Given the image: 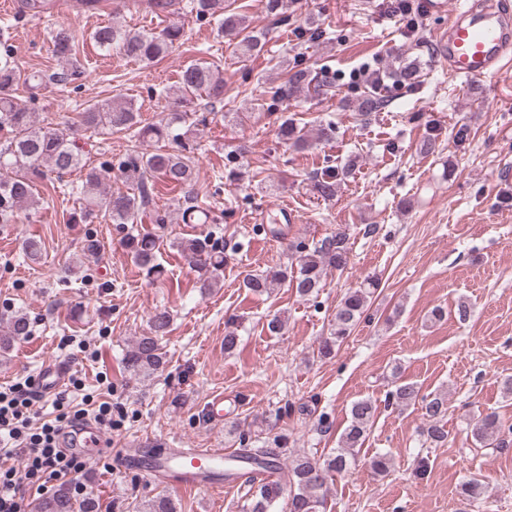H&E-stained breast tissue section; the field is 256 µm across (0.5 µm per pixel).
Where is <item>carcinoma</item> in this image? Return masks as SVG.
Returning a JSON list of instances; mask_svg holds the SVG:
<instances>
[{
    "mask_svg": "<svg viewBox=\"0 0 512 512\" xmlns=\"http://www.w3.org/2000/svg\"><path fill=\"white\" fill-rule=\"evenodd\" d=\"M176 0H152L158 13L170 17L168 24L158 33L127 29L117 23L102 25L92 33V39L106 52L118 51L126 58L153 63L167 57L176 48L183 35V25L177 20L180 11L175 9ZM190 12L195 17L216 23L218 33L228 37V45L241 57L250 58L264 47L262 34L250 30L248 17L229 8L225 0H190ZM53 53L65 64L57 74L58 81L72 83L82 78V70L76 57L75 37L71 30L58 26L52 36ZM396 81L412 86L418 83V66L406 63L394 71ZM44 86V78L38 72L21 71L9 52L0 54V131L6 132L0 142V224H11L24 207L37 204L35 184L47 177V171L61 176L73 169L85 170L83 197L73 221L92 223L101 217L113 224H136L150 210L153 203L155 182L160 180L184 191L182 216L206 224L208 213L197 205L193 186L197 176L191 153L190 138L195 127L206 125L208 116L215 114L216 105L224 104V73L214 61L195 60L179 73L178 81L164 89L165 97L183 104L191 99L205 101L208 114L188 119L185 112H176L171 119L148 125L141 124L140 115L131 104L115 102L95 103L79 113L77 121L64 128L40 126L18 98L19 90L28 97H36ZM329 84L318 75L297 65L287 69L286 81L268 91L274 110L288 111L291 101L305 91L320 95L326 93ZM387 100L376 93H364L346 107L356 112L361 120L368 121L373 114L385 107ZM92 130L98 134L131 133L148 143L169 141L173 147H159L153 151L126 155L117 165L119 175L129 183L125 192H107L102 189V177L95 167H88L81 154L74 149L77 136ZM279 137L298 149L312 145L304 128L293 118L286 117L278 127ZM354 160L350 159L336 174H324L313 183L319 197L331 200L336 196L337 182L348 174ZM124 247L133 263L148 276L162 273L158 262L159 239L149 234H129ZM298 254L297 270L288 267L250 274L244 279V287L255 295L270 293L289 281L301 297L318 294L326 270H342L349 260L350 249L345 233L336 232L317 242L298 240L293 243ZM179 251L189 265L199 273L201 288L211 290L222 286L224 264L228 255L209 243L206 238H193L179 243ZM379 287L378 279L366 278L357 287L348 290L336 306L329 334L322 337L318 353L324 358L334 354L367 319L372 298ZM171 317L168 311L158 310L151 317L150 334L143 335L125 353L124 366L135 375L150 376L163 368L165 354L159 338L169 333ZM29 333L27 315L4 310L0 313V349L7 350L12 344ZM393 400L402 406L421 401L424 425L422 433L435 444L448 437L444 420L448 414V398L441 394L420 397L419 388L412 382H400L391 392ZM351 420L339 440V447L327 456L315 459L300 455L292 460L288 471H283L279 454L271 447L283 448L287 438L276 434L263 441L259 448L243 447L238 458L254 470L267 473L266 479L251 487L247 494L246 512H275V505L289 484V512H326L329 481L346 473L355 462V449L361 447L370 430L375 406L369 399L354 402L350 409ZM471 436L475 443L485 447L494 445L507 448L512 445V425H504L496 414L480 415L473 423ZM236 458V459H238ZM236 459L225 465V478L230 479L238 468ZM461 493L468 502L484 497V486L477 479L461 485ZM91 500L77 502L71 490L65 486L55 489L34 504L33 512H95Z\"/></svg>",
    "mask_w": 512,
    "mask_h": 512,
    "instance_id": "cac0c4a2",
    "label": "carcinoma"
}]
</instances>
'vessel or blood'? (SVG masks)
Here are the masks:
<instances>
[{
  "instance_id": "obj_1",
  "label": "vessel or blood",
  "mask_w": 512,
  "mask_h": 512,
  "mask_svg": "<svg viewBox=\"0 0 512 512\" xmlns=\"http://www.w3.org/2000/svg\"><path fill=\"white\" fill-rule=\"evenodd\" d=\"M437 40L450 74L479 79L499 72L512 61V0H495L491 5L486 0H462ZM68 370L65 362L47 360L35 382L43 392H52L65 382ZM66 443L89 463L107 447L100 430L89 424L67 436ZM225 456L221 448H152L144 460L145 471L153 480L178 490H220Z\"/></svg>"
}]
</instances>
